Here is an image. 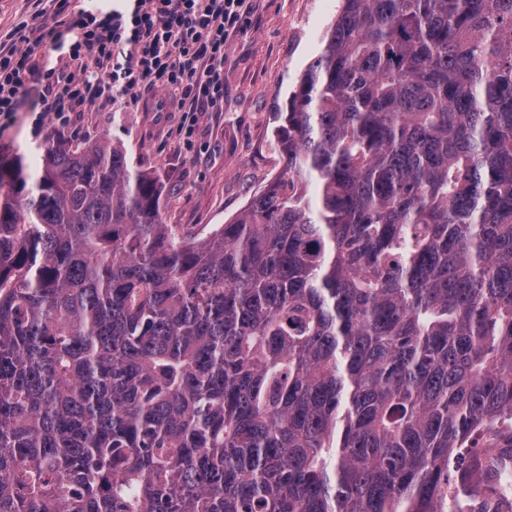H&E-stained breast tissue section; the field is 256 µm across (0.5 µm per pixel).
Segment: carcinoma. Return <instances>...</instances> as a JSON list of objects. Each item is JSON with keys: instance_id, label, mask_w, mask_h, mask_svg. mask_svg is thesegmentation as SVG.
Returning a JSON list of instances; mask_svg holds the SVG:
<instances>
[{"instance_id": "1", "label": "carcinoma", "mask_w": 512, "mask_h": 512, "mask_svg": "<svg viewBox=\"0 0 512 512\" xmlns=\"http://www.w3.org/2000/svg\"><path fill=\"white\" fill-rule=\"evenodd\" d=\"M206 236L107 138L0 158V512H499L512 0H341Z\"/></svg>"}]
</instances>
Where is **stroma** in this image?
I'll return each mask as SVG.
<instances>
[{
    "mask_svg": "<svg viewBox=\"0 0 512 512\" xmlns=\"http://www.w3.org/2000/svg\"><path fill=\"white\" fill-rule=\"evenodd\" d=\"M339 6L340 0H251L246 27L224 48L221 108L190 117L178 111V93L164 88L149 90L152 112L106 103L60 117L27 108L0 116V157L36 155L54 134L122 143L133 168L164 183L165 223L184 236L205 235L282 175L277 130Z\"/></svg>",
    "mask_w": 512,
    "mask_h": 512,
    "instance_id": "1",
    "label": "stroma"
}]
</instances>
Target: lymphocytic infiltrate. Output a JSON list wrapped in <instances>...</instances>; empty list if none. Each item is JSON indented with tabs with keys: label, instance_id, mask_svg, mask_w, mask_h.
<instances>
[{
	"label": "lymphocytic infiltrate",
	"instance_id": "f902f5d3",
	"mask_svg": "<svg viewBox=\"0 0 512 512\" xmlns=\"http://www.w3.org/2000/svg\"><path fill=\"white\" fill-rule=\"evenodd\" d=\"M250 0H135L133 8L82 10L79 33L54 43L63 63L41 66L44 37L18 31L0 43V115L20 111L32 85L50 112H86L96 100L133 104L139 91L182 92L195 112L224 97V47L243 29Z\"/></svg>",
	"mask_w": 512,
	"mask_h": 512
}]
</instances>
